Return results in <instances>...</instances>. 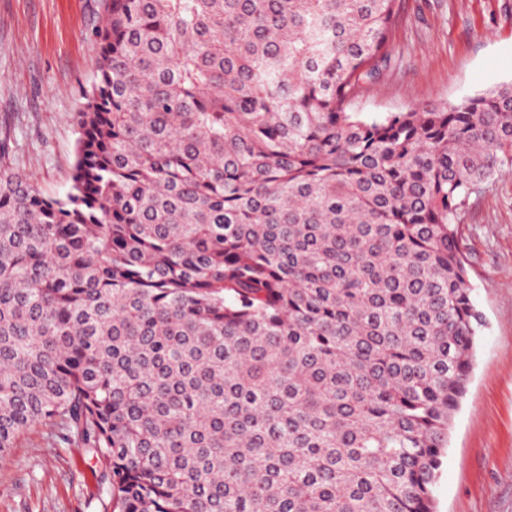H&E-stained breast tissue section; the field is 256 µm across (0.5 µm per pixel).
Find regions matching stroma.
<instances>
[{"label": "stroma", "instance_id": "1", "mask_svg": "<svg viewBox=\"0 0 512 512\" xmlns=\"http://www.w3.org/2000/svg\"><path fill=\"white\" fill-rule=\"evenodd\" d=\"M103 0H0V133L48 196L70 185L72 115L95 74ZM390 60L353 111L371 120L512 82V0H401ZM484 325L438 473L436 512H512V170L461 220ZM99 462L28 430L0 457V512H107Z\"/></svg>", "mask_w": 512, "mask_h": 512}]
</instances>
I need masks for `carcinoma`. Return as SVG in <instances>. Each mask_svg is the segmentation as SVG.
I'll list each match as a JSON object with an SVG mask.
<instances>
[{"label":"carcinoma","instance_id":"carcinoma-1","mask_svg":"<svg viewBox=\"0 0 512 512\" xmlns=\"http://www.w3.org/2000/svg\"><path fill=\"white\" fill-rule=\"evenodd\" d=\"M70 187L0 140V456L110 512H435L512 82L366 120L398 0H105ZM103 466L49 426L28 430L0 457V512H110L97 481Z\"/></svg>","mask_w":512,"mask_h":512}]
</instances>
